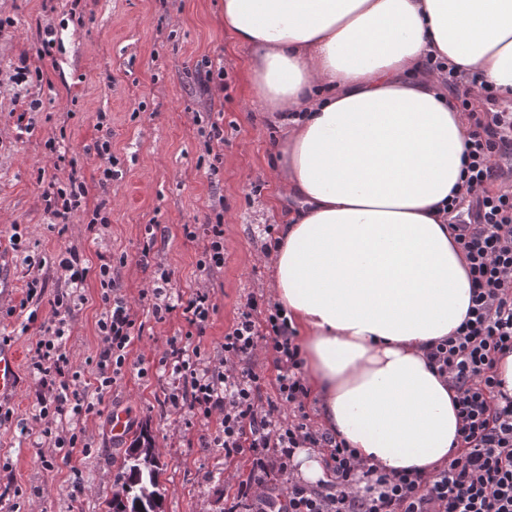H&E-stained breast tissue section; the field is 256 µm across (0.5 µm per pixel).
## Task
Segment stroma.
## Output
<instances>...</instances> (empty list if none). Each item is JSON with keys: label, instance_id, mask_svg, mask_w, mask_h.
<instances>
[{"label": "stroma", "instance_id": "35a3bbf8", "mask_svg": "<svg viewBox=\"0 0 512 512\" xmlns=\"http://www.w3.org/2000/svg\"><path fill=\"white\" fill-rule=\"evenodd\" d=\"M217 0H81L82 24L62 32L63 51L45 59L47 84L25 85L20 100L0 94V331H19L14 349L25 353L29 337L39 335V322L28 319L24 296L27 261L40 265L50 286H57L54 265L58 253L77 248L89 265L109 250L126 254L119 285L138 299L156 265L172 273V288L183 292L208 284L217 306L203 345L216 352L224 331L248 294L271 298L274 288L271 258L262 253L265 225L282 226L288 208L278 205L272 178L274 145L282 136L269 113L252 107L246 79L249 53L224 29ZM61 0H0V16L13 19L0 31V79H8L20 54L37 43L39 30L59 23ZM225 69V90L206 88L198 70L202 62ZM42 106L30 131L16 127V115L26 100ZM106 112L109 128L97 130L95 116ZM224 125L220 158L208 155L206 135L215 120ZM65 132L59 151L67 161L56 164L45 142ZM112 143L117 164L108 189L96 180L100 159L96 141ZM81 168L89 204L107 200L111 210L106 228L89 232L81 215L70 218L65 233L52 228L54 218L44 209L41 194L53 179H66L70 165ZM224 203V267L205 278L197 266V247L186 242L182 227L214 219V201ZM19 226L25 250L8 242ZM156 244L149 257L141 248L147 231ZM85 300L71 316L67 349L75 363L95 356L99 347L97 320L100 286L88 279ZM137 316L145 324L141 341L130 355L122 377L105 396L100 413L83 418L91 454L74 449L69 461L54 469L43 465L55 456L38 437L21 432L32 422L37 379L20 368L18 386L4 401L14 421L0 426V488L11 486L0 499V512H105L117 485L130 438L114 440L110 431L113 408L127 412L132 436L149 432L164 466L163 512H229L236 487L251 464L225 462L220 448H203L202 423L182 430L160 407L166 384L153 367L168 337L184 328L179 316L155 322L146 310ZM148 376H140V366ZM83 485L73 497L74 485Z\"/></svg>", "mask_w": 512, "mask_h": 512}]
</instances>
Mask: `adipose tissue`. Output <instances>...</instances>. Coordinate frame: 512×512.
<instances>
[{
  "mask_svg": "<svg viewBox=\"0 0 512 512\" xmlns=\"http://www.w3.org/2000/svg\"><path fill=\"white\" fill-rule=\"evenodd\" d=\"M254 106L283 136L290 200L275 301L296 328L324 430L386 470L453 455V392L427 359L471 297L448 227L470 125L441 61L512 97V0H223Z\"/></svg>",
  "mask_w": 512,
  "mask_h": 512,
  "instance_id": "1",
  "label": "adipose tissue"
}]
</instances>
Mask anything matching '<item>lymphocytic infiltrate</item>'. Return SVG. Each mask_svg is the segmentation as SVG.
Here are the masks:
<instances>
[{
	"mask_svg": "<svg viewBox=\"0 0 512 512\" xmlns=\"http://www.w3.org/2000/svg\"><path fill=\"white\" fill-rule=\"evenodd\" d=\"M485 100L488 111L469 115L464 195L448 205L472 288L464 321L452 336L429 348L430 363L455 391L460 421V450L434 476L367 465L345 441L309 423L310 391L296 330L278 304L247 296L217 355L209 356L201 344L216 306L206 286L173 292L171 273L160 266L141 290L140 300L155 322L176 313L186 327L167 339L158 360L170 378L163 408L212 426L211 434L200 437L202 447L223 449L228 459H250L237 498L256 501V512H512V396L496 374L498 362L512 354V192L494 188L504 178L500 161L512 160V113L497 111L493 89H486ZM86 195L84 178L74 169L65 184L43 198L47 211L65 222ZM183 236L201 245V273L210 276L223 269V222L184 225ZM98 259L97 267H86L71 248L57 258L62 287H49L36 274L26 282L25 303L44 301L50 307L39 336L29 341L27 370L42 386L34 420L42 442L51 448L82 445L83 417L95 412L121 378L145 330L117 286L125 257L107 251ZM91 277L101 288L100 348L82 367L66 350L65 329ZM260 351L271 355L276 371L271 397L251 363ZM300 448L326 451L328 484L313 487L290 479L291 461ZM273 468L288 477L285 495L263 491Z\"/></svg>",
	"mask_w": 512,
	"mask_h": 512,
	"instance_id": "1",
	"label": "lymphocytic infiltrate"
}]
</instances>
